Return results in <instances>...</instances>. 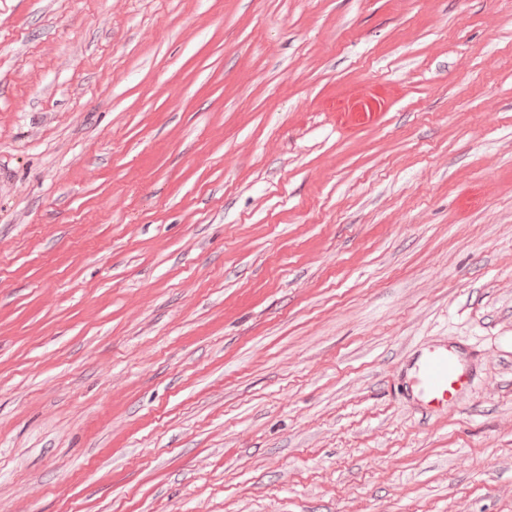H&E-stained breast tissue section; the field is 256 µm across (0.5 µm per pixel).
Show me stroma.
<instances>
[{
    "instance_id": "obj_1",
    "label": "stroma",
    "mask_w": 512,
    "mask_h": 512,
    "mask_svg": "<svg viewBox=\"0 0 512 512\" xmlns=\"http://www.w3.org/2000/svg\"><path fill=\"white\" fill-rule=\"evenodd\" d=\"M0 512H512V0H0ZM406 389L418 403L433 411L455 406L472 381L466 354L448 344L425 347L414 355Z\"/></svg>"
}]
</instances>
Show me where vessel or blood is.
Returning <instances> with one entry per match:
<instances>
[{"label":"vessel or blood","instance_id":"obj_1","mask_svg":"<svg viewBox=\"0 0 512 512\" xmlns=\"http://www.w3.org/2000/svg\"><path fill=\"white\" fill-rule=\"evenodd\" d=\"M406 389L429 410L455 406L472 381L465 353L447 344L423 348L414 355Z\"/></svg>","mask_w":512,"mask_h":512}]
</instances>
